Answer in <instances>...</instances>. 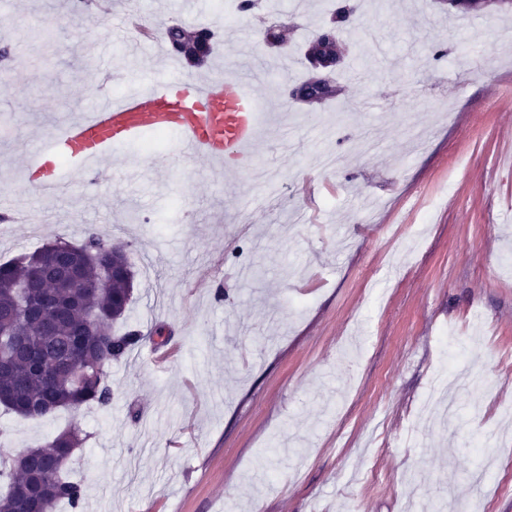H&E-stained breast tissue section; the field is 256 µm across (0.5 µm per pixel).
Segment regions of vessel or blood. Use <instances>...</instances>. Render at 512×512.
Returning a JSON list of instances; mask_svg holds the SVG:
<instances>
[{
    "mask_svg": "<svg viewBox=\"0 0 512 512\" xmlns=\"http://www.w3.org/2000/svg\"><path fill=\"white\" fill-rule=\"evenodd\" d=\"M269 72L230 68L221 75L186 81L174 78L113 99L99 98L70 120L26 167L28 186L45 197L68 186L63 167L90 177L112 149L150 132H173L182 159H202L235 179L252 169L270 126L280 116L268 108Z\"/></svg>",
    "mask_w": 512,
    "mask_h": 512,
    "instance_id": "obj_1",
    "label": "vessel or blood"
}]
</instances>
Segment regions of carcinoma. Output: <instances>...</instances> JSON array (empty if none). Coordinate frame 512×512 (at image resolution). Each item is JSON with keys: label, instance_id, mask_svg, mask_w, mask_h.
<instances>
[{"label": "carcinoma", "instance_id": "1", "mask_svg": "<svg viewBox=\"0 0 512 512\" xmlns=\"http://www.w3.org/2000/svg\"><path fill=\"white\" fill-rule=\"evenodd\" d=\"M164 38L172 52L201 65L212 53L216 32L175 21ZM112 248V238L85 227L82 250L68 256L78 277L57 279L54 302L37 313L31 307L40 289L29 284L39 277L38 252L0 263V396L6 410L40 418L61 408L112 404V361L144 339L134 329L112 334V323L126 312L135 276L131 265L112 271V257L129 260L125 246L116 254ZM79 443V431L69 429L43 445L1 455L0 512H54L61 502L79 512L84 487L64 472Z\"/></svg>", "mask_w": 512, "mask_h": 512}]
</instances>
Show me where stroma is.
I'll return each instance as SVG.
<instances>
[{
	"label": "stroma",
	"mask_w": 512,
	"mask_h": 512,
	"mask_svg": "<svg viewBox=\"0 0 512 512\" xmlns=\"http://www.w3.org/2000/svg\"><path fill=\"white\" fill-rule=\"evenodd\" d=\"M334 0H0L20 52L0 82V263L95 225L136 272L145 339L113 362L112 404L43 419L0 409V445L87 435L66 470L82 512H512V15L364 0L328 74L354 111L289 97ZM210 26L208 64L143 50ZM286 43L267 45L268 29ZM238 62L280 67L288 121L236 188L170 145L116 148L96 184L40 198L25 165L95 98ZM429 222H421L422 213Z\"/></svg>",
	"instance_id": "stroma-1"
}]
</instances>
